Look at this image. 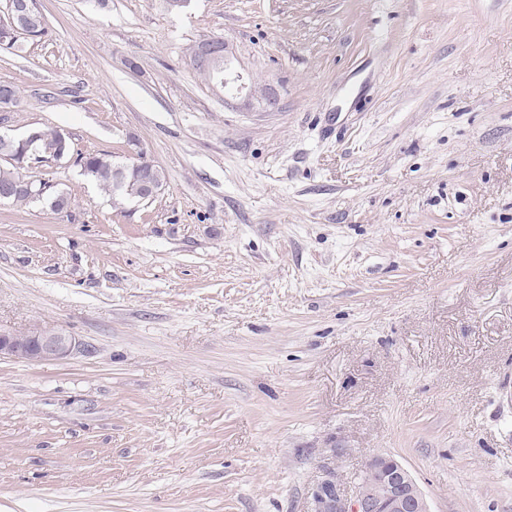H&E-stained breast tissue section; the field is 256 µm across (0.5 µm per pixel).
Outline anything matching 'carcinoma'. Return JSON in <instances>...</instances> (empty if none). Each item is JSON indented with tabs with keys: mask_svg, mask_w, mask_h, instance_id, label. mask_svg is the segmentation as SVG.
Instances as JSON below:
<instances>
[{
	"mask_svg": "<svg viewBox=\"0 0 512 512\" xmlns=\"http://www.w3.org/2000/svg\"><path fill=\"white\" fill-rule=\"evenodd\" d=\"M46 34V20L38 10L31 16H17L10 10L7 12V18L0 21L1 46L14 47L22 35L28 38H41ZM0 154L11 158L7 164L0 166L1 201L26 203L43 199L56 212H61L69 207L70 201L67 196L52 190V185L41 180L34 181V189L31 191L3 196L4 191L12 187L20 178L21 170H23L20 163H27L38 155H46L56 162L70 158L71 145L65 133L54 127L37 126L33 129L32 141L26 146L11 150L0 141ZM75 163L80 166L81 174L87 180L110 193L116 202L143 197L139 171L118 169L113 155L106 153L80 154Z\"/></svg>",
	"mask_w": 512,
	"mask_h": 512,
	"instance_id": "carcinoma-1",
	"label": "carcinoma"
}]
</instances>
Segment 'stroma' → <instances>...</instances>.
Returning <instances> with one entry per match:
<instances>
[{"mask_svg": "<svg viewBox=\"0 0 512 512\" xmlns=\"http://www.w3.org/2000/svg\"><path fill=\"white\" fill-rule=\"evenodd\" d=\"M8 126L166 181L0 203V512H314L401 461L431 512H512V0H36ZM220 36L276 99L189 63ZM82 343L62 330L39 327L23 332L0 330V358L34 363L46 359L65 358L80 352Z\"/></svg>", "mask_w": 512, "mask_h": 512, "instance_id": "obj_1", "label": "stroma"}]
</instances>
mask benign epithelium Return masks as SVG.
I'll return each mask as SVG.
<instances>
[{"label": "benign epithelium", "mask_w": 512, "mask_h": 512, "mask_svg": "<svg viewBox=\"0 0 512 512\" xmlns=\"http://www.w3.org/2000/svg\"><path fill=\"white\" fill-rule=\"evenodd\" d=\"M192 54L200 65L222 72L218 86L224 91L244 94L264 109L275 104L274 98L247 84L232 66L223 38L215 36L207 44L193 47ZM81 349L82 343L62 330H0V358L34 363L65 358ZM314 499L315 512H430L409 471L392 456H375L367 463L352 498L341 496L334 483L325 482L315 491Z\"/></svg>", "instance_id": "1"}]
</instances>
